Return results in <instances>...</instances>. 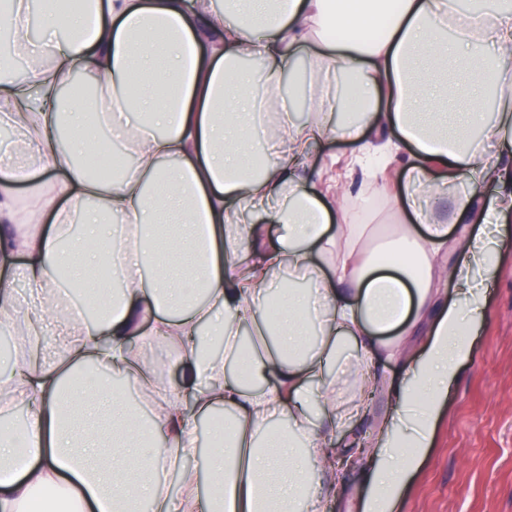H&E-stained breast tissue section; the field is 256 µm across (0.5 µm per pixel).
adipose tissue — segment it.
I'll use <instances>...</instances> for the list:
<instances>
[{
  "label": "adipose tissue",
  "mask_w": 512,
  "mask_h": 512,
  "mask_svg": "<svg viewBox=\"0 0 512 512\" xmlns=\"http://www.w3.org/2000/svg\"><path fill=\"white\" fill-rule=\"evenodd\" d=\"M9 2V53L25 74L0 67V120L17 136L14 158L0 163V263L10 269L0 327L18 329L0 372V512H30L33 487L75 512H329L339 462L358 453L368 464L355 512H395L473 358L503 248L492 227L512 211V169L500 164L512 151V14L473 0L467 31L451 38L446 0H397L375 38L371 4L339 13L326 0H87L35 37L31 0ZM338 25L357 33L329 37ZM488 41L498 53L473 74ZM300 55L352 75L364 101L354 120L336 121L327 93L299 124L279 107L276 90ZM451 58L468 72L473 109L448 134L413 111L411 73ZM78 70L99 93L76 102L60 138L54 104ZM493 91L489 120L479 107ZM102 111L135 155L107 184L74 162L98 141ZM373 129L405 145L397 162L424 191L396 197L418 224L394 225L382 250L363 243L364 225H332L331 203L298 172L313 144ZM246 137L288 148L256 176ZM488 141L496 152L483 151ZM456 176L502 189L478 208L457 198L433 219ZM262 208L281 227L277 245L244 221ZM106 262L119 290L90 322L58 275L80 284ZM18 280L35 292L22 315ZM212 341L223 355L209 352ZM174 358L177 386L161 378ZM388 362L399 376L385 373ZM378 395L392 403L387 423L337 445ZM220 409L231 416L224 436L210 440L206 473H190L193 420ZM162 472L178 495L160 489Z\"/></svg>",
  "instance_id": "1"
}]
</instances>
